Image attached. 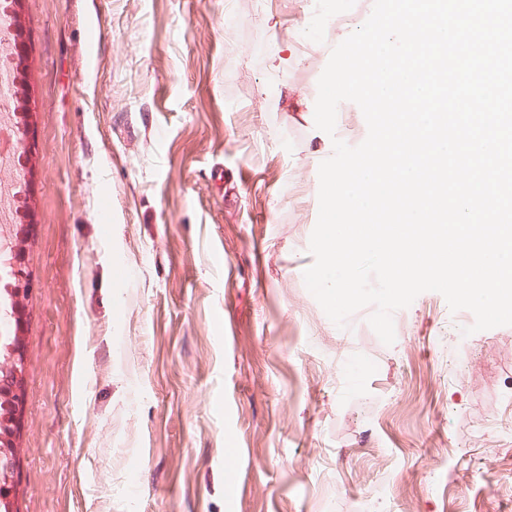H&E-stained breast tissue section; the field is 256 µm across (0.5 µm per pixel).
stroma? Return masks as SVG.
<instances>
[{
    "mask_svg": "<svg viewBox=\"0 0 512 512\" xmlns=\"http://www.w3.org/2000/svg\"><path fill=\"white\" fill-rule=\"evenodd\" d=\"M22 0L26 400L14 512H512V326L305 285L318 79L374 0ZM234 449L226 464L225 449Z\"/></svg>",
    "mask_w": 512,
    "mask_h": 512,
    "instance_id": "obj_1",
    "label": "stroma"
}]
</instances>
